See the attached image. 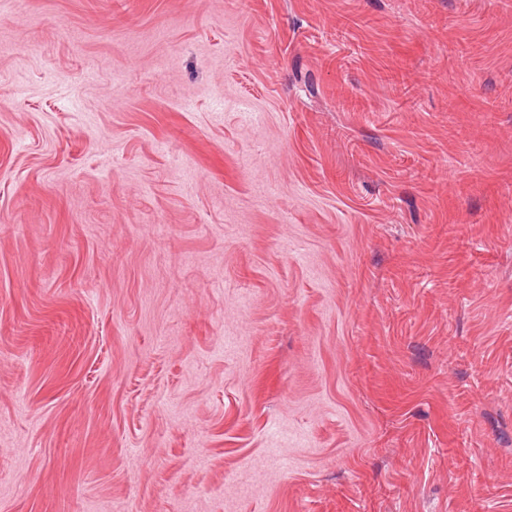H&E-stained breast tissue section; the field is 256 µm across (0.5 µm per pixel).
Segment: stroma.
Returning a JSON list of instances; mask_svg holds the SVG:
<instances>
[{
    "label": "stroma",
    "mask_w": 512,
    "mask_h": 512,
    "mask_svg": "<svg viewBox=\"0 0 512 512\" xmlns=\"http://www.w3.org/2000/svg\"><path fill=\"white\" fill-rule=\"evenodd\" d=\"M0 512H512V0H0Z\"/></svg>",
    "instance_id": "stroma-1"
}]
</instances>
